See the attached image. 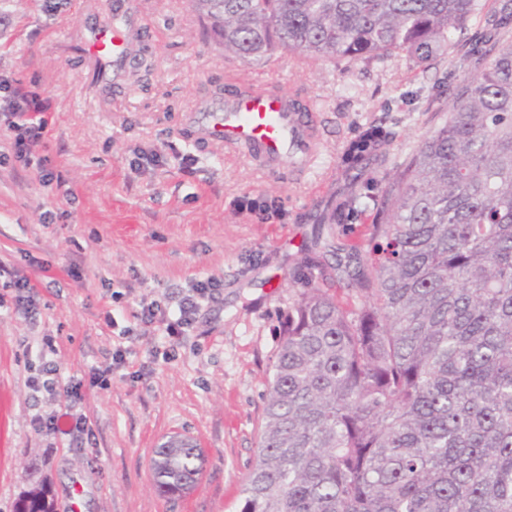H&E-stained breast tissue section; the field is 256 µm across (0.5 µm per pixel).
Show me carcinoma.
Instances as JSON below:
<instances>
[{
	"label": "carcinoma",
	"instance_id": "carcinoma-1",
	"mask_svg": "<svg viewBox=\"0 0 512 512\" xmlns=\"http://www.w3.org/2000/svg\"><path fill=\"white\" fill-rule=\"evenodd\" d=\"M224 52L260 63L404 52L424 62L480 0H193ZM453 89L442 123L374 196L367 251L326 242L282 322L241 512H512V40ZM391 140L371 124L358 164ZM202 451L170 437L158 488L192 490ZM20 512H54L42 485Z\"/></svg>",
	"mask_w": 512,
	"mask_h": 512
}]
</instances>
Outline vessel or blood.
Listing matches in <instances>:
<instances>
[{"mask_svg":"<svg viewBox=\"0 0 512 512\" xmlns=\"http://www.w3.org/2000/svg\"><path fill=\"white\" fill-rule=\"evenodd\" d=\"M85 48L102 68L111 70L113 79L123 77L130 48L125 34L116 26L98 28ZM188 122L198 138L245 150L256 169L268 174L307 167L318 142L302 103L283 90L261 83L230 87L222 108L199 107L189 113Z\"/></svg>","mask_w":512,"mask_h":512,"instance_id":"obj_1","label":"vessel or blood"}]
</instances>
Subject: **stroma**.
<instances>
[{"mask_svg":"<svg viewBox=\"0 0 512 512\" xmlns=\"http://www.w3.org/2000/svg\"><path fill=\"white\" fill-rule=\"evenodd\" d=\"M118 5L136 40L115 82L82 46ZM497 34L512 37V0H483L426 63L403 53L303 62L278 50L251 65L224 53L191 0H0V78L38 84L52 102L43 170L12 158L0 128V268L28 277L36 300L25 316L0 277V512H18L41 484L54 512H240L301 260H332L313 244L317 229L400 167L453 87L480 73L460 41ZM264 72L312 108L319 145L305 172L262 174L185 121L220 105L227 82ZM374 123L391 145L350 164V142ZM144 154L160 160L138 163ZM210 277L220 286L184 335L138 319L141 301L175 307ZM52 348L62 378L103 377L74 405L89 427L74 439L31 427L70 404L65 387H30ZM175 433L204 456L194 490L170 499L151 460Z\"/></svg>","mask_w":512,"mask_h":512,"instance_id":"35a3bbf8","label":"stroma"}]
</instances>
